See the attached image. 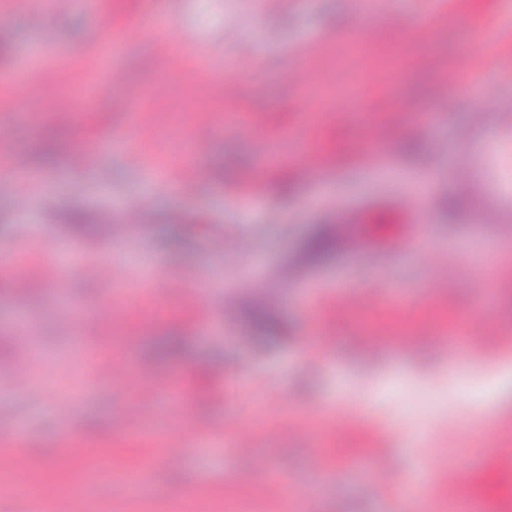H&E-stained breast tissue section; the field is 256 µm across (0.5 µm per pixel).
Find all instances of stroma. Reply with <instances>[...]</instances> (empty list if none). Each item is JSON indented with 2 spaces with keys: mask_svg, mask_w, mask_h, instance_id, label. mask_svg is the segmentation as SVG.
Wrapping results in <instances>:
<instances>
[{
  "mask_svg": "<svg viewBox=\"0 0 512 512\" xmlns=\"http://www.w3.org/2000/svg\"><path fill=\"white\" fill-rule=\"evenodd\" d=\"M376 0L381 34L350 58L361 0H48L0 7V78L28 76L22 107L0 101V362L24 381L0 388V438L21 434V464L93 512H453L512 502V0ZM201 57L161 49L153 25ZM129 43V54L113 44ZM231 93H212L218 63ZM58 65L47 96L40 64ZM478 99L458 96L462 83ZM143 145L163 151L165 184L146 186L122 141L137 109ZM228 112L261 127L229 128ZM49 135L80 151L42 157ZM193 178L179 181L183 167ZM37 171L22 190L14 171ZM440 174L425 206L416 178ZM262 182L259 196L248 179ZM88 216L83 236L72 212ZM139 221L126 222L128 212ZM349 227L331 256L307 261L318 228ZM68 265L37 294L17 281ZM88 262L109 269L88 279ZM157 272L149 302L112 316V285ZM347 292L332 302L336 286ZM234 307L224 320L225 304ZM286 325L273 342L244 314ZM92 329L84 343L83 321ZM181 340L165 354L164 336ZM134 370L109 375L92 350ZM167 380L185 395L168 404ZM113 471L62 444L63 400ZM245 430L248 452L223 433ZM152 452L138 497L113 474ZM466 481H456V474ZM251 494L231 493L235 476ZM283 487L271 495L268 482Z\"/></svg>",
  "mask_w": 512,
  "mask_h": 512,
  "instance_id": "35a3bbf8",
  "label": "stroma"
}]
</instances>
